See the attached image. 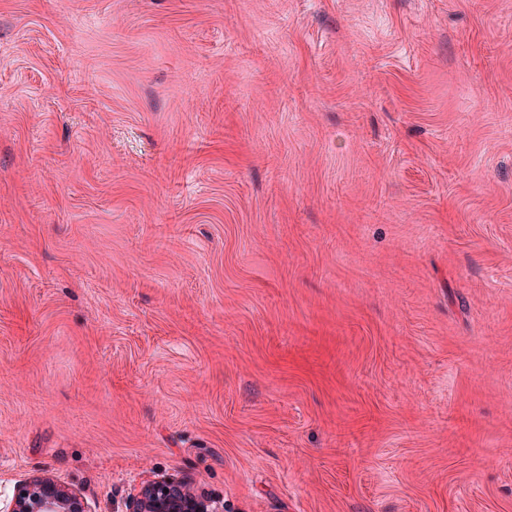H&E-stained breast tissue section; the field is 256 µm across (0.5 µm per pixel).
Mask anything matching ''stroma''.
<instances>
[{
  "mask_svg": "<svg viewBox=\"0 0 512 512\" xmlns=\"http://www.w3.org/2000/svg\"><path fill=\"white\" fill-rule=\"evenodd\" d=\"M512 512V0H0V500ZM1 512H85L79 497L50 480L21 486ZM186 486L177 481H148L137 495L127 500L126 510L122 512H223L224 506L209 508L219 502L191 497ZM168 489V493H165Z\"/></svg>",
  "mask_w": 512,
  "mask_h": 512,
  "instance_id": "stroma-1",
  "label": "stroma"
}]
</instances>
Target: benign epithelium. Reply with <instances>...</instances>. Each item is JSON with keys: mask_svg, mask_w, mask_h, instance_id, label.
Instances as JSON below:
<instances>
[{"mask_svg": "<svg viewBox=\"0 0 512 512\" xmlns=\"http://www.w3.org/2000/svg\"><path fill=\"white\" fill-rule=\"evenodd\" d=\"M0 512H85L79 497L50 480L20 487ZM125 512H224L206 498L195 499L177 481L146 482L127 500Z\"/></svg>", "mask_w": 512, "mask_h": 512, "instance_id": "7a95c632", "label": "benign epithelium"}]
</instances>
